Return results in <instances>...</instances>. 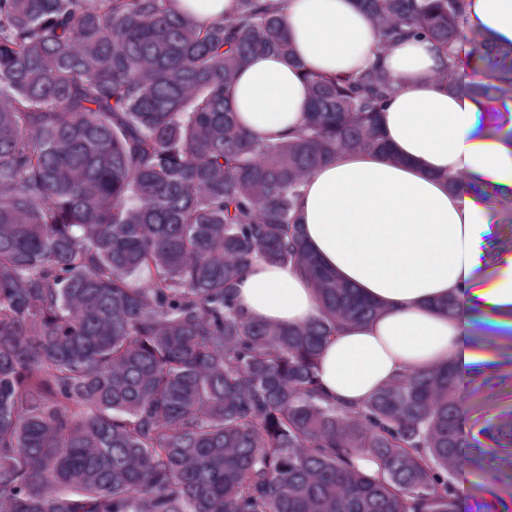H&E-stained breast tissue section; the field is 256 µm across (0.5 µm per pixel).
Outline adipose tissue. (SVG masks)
I'll use <instances>...</instances> for the list:
<instances>
[{
    "label": "adipose tissue",
    "mask_w": 512,
    "mask_h": 512,
    "mask_svg": "<svg viewBox=\"0 0 512 512\" xmlns=\"http://www.w3.org/2000/svg\"><path fill=\"white\" fill-rule=\"evenodd\" d=\"M296 59H252L238 77L233 108L240 125L278 141L299 130L308 107L306 72L343 77L382 61L396 91L378 117L386 153L348 151L319 165L301 188L305 242L336 277L378 304L381 315L340 328L318 365L320 386L346 407L365 404L393 378L479 361L471 347L470 307L512 305V275L479 274L476 227L488 223L489 195L512 186V147L483 126V107L438 80L435 45L404 38L381 46L357 0H285ZM465 27L512 40V0H463ZM459 304L441 314L445 298ZM247 318L281 327L319 314L310 282L294 268L254 260L238 284Z\"/></svg>",
    "instance_id": "1"
}]
</instances>
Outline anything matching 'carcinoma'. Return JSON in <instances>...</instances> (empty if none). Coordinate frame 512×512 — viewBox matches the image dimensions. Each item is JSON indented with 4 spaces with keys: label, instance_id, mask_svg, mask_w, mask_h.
I'll use <instances>...</instances> for the list:
<instances>
[{
    "label": "carcinoma",
    "instance_id": "carcinoma-1",
    "mask_svg": "<svg viewBox=\"0 0 512 512\" xmlns=\"http://www.w3.org/2000/svg\"><path fill=\"white\" fill-rule=\"evenodd\" d=\"M236 2L201 25L172 0H0V512H457L453 361L358 408L318 389L325 344L381 308L309 251L300 189L338 153L385 151L391 80L310 73L297 136L251 135L239 72L295 56L282 0ZM358 2L384 47L488 48L460 0ZM499 56L465 88L512 99ZM257 258L304 274L321 315L245 318Z\"/></svg>",
    "mask_w": 512,
    "mask_h": 512
}]
</instances>
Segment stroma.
<instances>
[{"label":"stroma","instance_id":"35a3bbf8","mask_svg":"<svg viewBox=\"0 0 512 512\" xmlns=\"http://www.w3.org/2000/svg\"><path fill=\"white\" fill-rule=\"evenodd\" d=\"M477 236L485 244L482 274L495 280L512 258V224L493 217L478 225ZM471 312V344L484 359L464 385L470 481L457 494L462 512H512V325L479 301Z\"/></svg>","mask_w":512,"mask_h":512}]
</instances>
